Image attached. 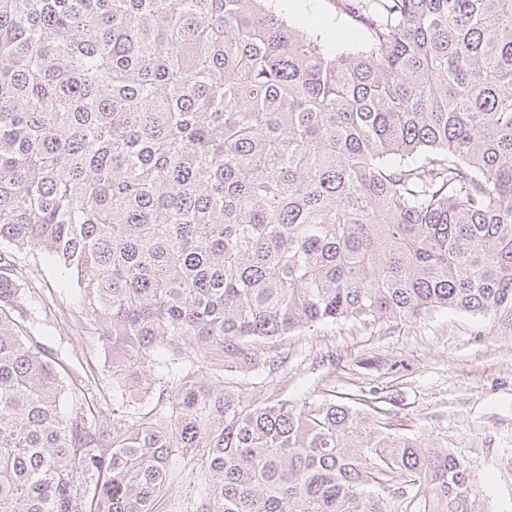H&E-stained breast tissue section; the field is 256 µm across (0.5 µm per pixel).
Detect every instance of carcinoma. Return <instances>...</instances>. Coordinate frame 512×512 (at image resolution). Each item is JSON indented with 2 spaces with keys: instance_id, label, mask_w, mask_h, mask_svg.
Listing matches in <instances>:
<instances>
[{
  "instance_id": "cac0c4a2",
  "label": "carcinoma",
  "mask_w": 512,
  "mask_h": 512,
  "mask_svg": "<svg viewBox=\"0 0 512 512\" xmlns=\"http://www.w3.org/2000/svg\"><path fill=\"white\" fill-rule=\"evenodd\" d=\"M336 6L367 49L273 0H0V512H162L177 469L196 512H485L448 448L232 380L317 325L512 335V0ZM30 250L102 320L109 425Z\"/></svg>"
}]
</instances>
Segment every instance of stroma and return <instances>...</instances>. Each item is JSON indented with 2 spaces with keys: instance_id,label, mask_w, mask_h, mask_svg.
<instances>
[{
  "instance_id": "obj_1",
  "label": "stroma",
  "mask_w": 512,
  "mask_h": 512,
  "mask_svg": "<svg viewBox=\"0 0 512 512\" xmlns=\"http://www.w3.org/2000/svg\"><path fill=\"white\" fill-rule=\"evenodd\" d=\"M288 22L319 33L339 52L365 49L366 35L335 0H283ZM33 272L27 307L43 342L78 367L80 389L112 419V359L78 288L65 285L38 252L22 258ZM288 363L258 383L238 382L253 398L349 400L382 408L392 431L424 438L475 467V489L489 512H512V335L488 320L440 311L406 322L321 326L289 337Z\"/></svg>"
}]
</instances>
